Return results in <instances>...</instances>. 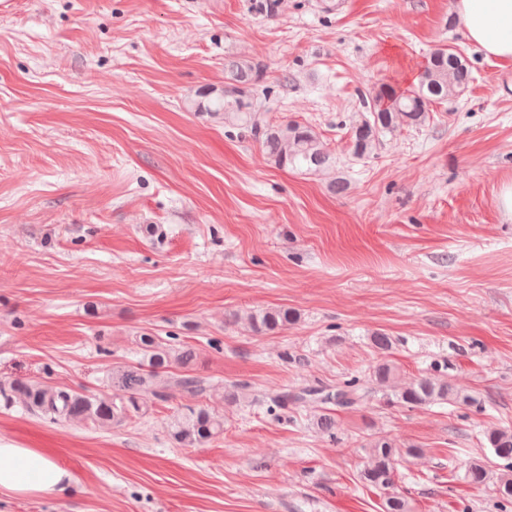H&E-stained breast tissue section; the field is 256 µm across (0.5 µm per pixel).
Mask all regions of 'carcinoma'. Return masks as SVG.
<instances>
[{
	"mask_svg": "<svg viewBox=\"0 0 512 512\" xmlns=\"http://www.w3.org/2000/svg\"><path fill=\"white\" fill-rule=\"evenodd\" d=\"M224 73L228 85L207 103L197 102V112L224 116V122L238 125L256 141L279 168L305 169L320 172L334 166L336 158L314 129L297 120L270 125L257 118L261 102L256 85L263 77V67L246 59H227ZM474 81L472 66L465 54L450 45L434 48L420 74L418 85L402 93L381 84L362 97V112L350 129L352 153L357 157L370 156L380 137L400 125L421 127L430 118L434 106L458 96ZM295 321L288 308H273L248 317L249 329L257 334L278 332ZM143 362L137 365H117L108 376L110 393L88 396L68 386H51L36 380L15 379L0 384V399L6 407L19 404L31 413L52 421L89 420L102 427H122L136 417L145 415L149 403L165 401L170 392L177 391L192 398L207 396V379L193 374L196 355L187 346L176 347L152 334L139 337ZM371 345L380 355L372 367L369 380L379 387L390 383L395 367L385 359L393 348V340L383 332L370 336ZM178 371H172V368ZM372 392L358 378L336 385L306 386L282 391L271 397L280 408L288 405L313 403L320 406L316 418L318 430L333 434L337 408H357ZM448 381L430 376L412 380L394 393L397 402L409 406H426L452 399ZM224 435V414L211 406L199 403L186 407V413L173 424L172 441L182 448L209 443ZM485 439L495 457L512 460V432L491 429ZM419 448L396 447L389 439L379 437L370 448V458L360 472L361 482L369 487L386 489L395 483L397 464L404 456H416ZM466 478L473 486H481L487 478L486 463H471ZM496 497L512 503V474L500 477L495 487Z\"/></svg>",
	"mask_w": 512,
	"mask_h": 512,
	"instance_id": "obj_1",
	"label": "carcinoma"
}]
</instances>
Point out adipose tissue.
Instances as JSON below:
<instances>
[{"label":"adipose tissue","instance_id":"1","mask_svg":"<svg viewBox=\"0 0 512 512\" xmlns=\"http://www.w3.org/2000/svg\"><path fill=\"white\" fill-rule=\"evenodd\" d=\"M464 38L477 50L512 59V0H455ZM73 475L46 451L0 437V494L15 498L64 497Z\"/></svg>","mask_w":512,"mask_h":512}]
</instances>
